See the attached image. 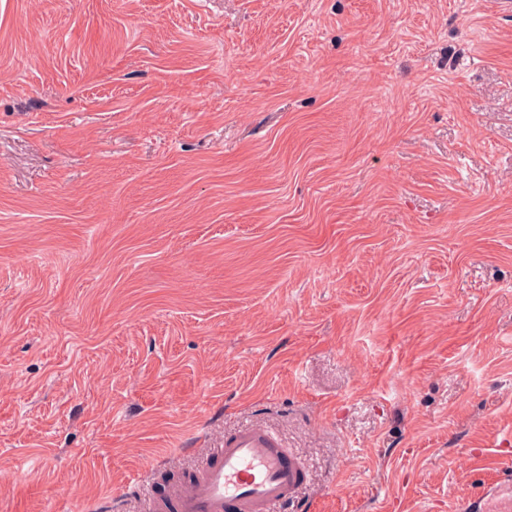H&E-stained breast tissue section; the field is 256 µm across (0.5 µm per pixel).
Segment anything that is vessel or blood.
Listing matches in <instances>:
<instances>
[{"instance_id": "1", "label": "vessel or blood", "mask_w": 512, "mask_h": 512, "mask_svg": "<svg viewBox=\"0 0 512 512\" xmlns=\"http://www.w3.org/2000/svg\"><path fill=\"white\" fill-rule=\"evenodd\" d=\"M304 466L279 436L252 425L210 449L193 477L150 512H277L294 501Z\"/></svg>"}]
</instances>
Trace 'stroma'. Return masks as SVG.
Returning <instances> with one entry per match:
<instances>
[{
    "label": "stroma",
    "mask_w": 512,
    "mask_h": 512,
    "mask_svg": "<svg viewBox=\"0 0 512 512\" xmlns=\"http://www.w3.org/2000/svg\"><path fill=\"white\" fill-rule=\"evenodd\" d=\"M253 424L291 512L512 498V9L0 0V512Z\"/></svg>",
    "instance_id": "obj_1"
}]
</instances>
